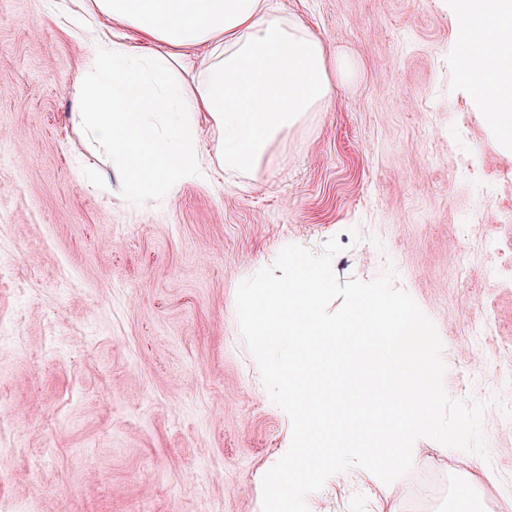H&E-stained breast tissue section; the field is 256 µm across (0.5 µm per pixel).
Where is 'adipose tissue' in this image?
Listing matches in <instances>:
<instances>
[{
  "mask_svg": "<svg viewBox=\"0 0 512 512\" xmlns=\"http://www.w3.org/2000/svg\"><path fill=\"white\" fill-rule=\"evenodd\" d=\"M88 14L128 29L132 40H97L70 94L72 122L114 173L98 188L108 193L120 182L134 204L206 182L198 151L205 127L219 166L256 172L348 71L275 0H90ZM455 19L493 32L498 54H466V66L493 82L479 94L489 121L512 124V0H455ZM199 45L207 49L200 60L191 53Z\"/></svg>",
  "mask_w": 512,
  "mask_h": 512,
  "instance_id": "ef3b65f1",
  "label": "adipose tissue"
}]
</instances>
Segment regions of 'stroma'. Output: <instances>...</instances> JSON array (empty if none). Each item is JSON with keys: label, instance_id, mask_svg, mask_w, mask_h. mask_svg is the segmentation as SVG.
Instances as JSON below:
<instances>
[{"label": "stroma", "instance_id": "35a3bbf8", "mask_svg": "<svg viewBox=\"0 0 512 512\" xmlns=\"http://www.w3.org/2000/svg\"><path fill=\"white\" fill-rule=\"evenodd\" d=\"M350 62L258 174L218 167L139 210L70 120L94 36L59 0H0V512H262L260 473L291 442L236 315L241 281L330 238L339 283L392 271L433 321L453 396L487 402L486 455L416 441L380 489L354 470L312 512H512V145L462 66L454 0H279ZM472 251L466 277L454 254ZM489 313L495 333L472 321ZM493 478H486V471Z\"/></svg>", "mask_w": 512, "mask_h": 512}]
</instances>
